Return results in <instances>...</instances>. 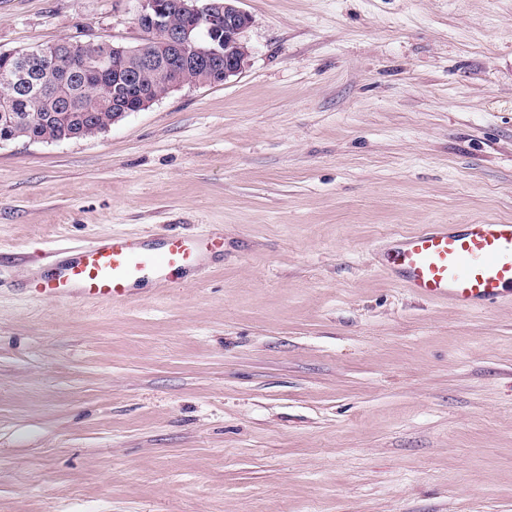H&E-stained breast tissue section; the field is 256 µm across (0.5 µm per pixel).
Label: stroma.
<instances>
[{"label":"stroma","instance_id":"1","mask_svg":"<svg viewBox=\"0 0 512 512\" xmlns=\"http://www.w3.org/2000/svg\"><path fill=\"white\" fill-rule=\"evenodd\" d=\"M243 71L0 143V512H512V300L425 301L395 234L512 222V0H242ZM138 0H0V52L135 44ZM223 240L133 300L58 243Z\"/></svg>","mask_w":512,"mask_h":512}]
</instances>
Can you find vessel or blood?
I'll return each instance as SVG.
<instances>
[{"mask_svg": "<svg viewBox=\"0 0 512 512\" xmlns=\"http://www.w3.org/2000/svg\"><path fill=\"white\" fill-rule=\"evenodd\" d=\"M220 246L217 240L201 245L171 236L156 251L115 235L83 247L57 276L34 281L29 294L36 299L122 305L131 301L136 281L150 274L167 282L171 273L192 265L204 250ZM383 263L421 298L445 301L463 311L489 306L512 297V223L445 224L398 234Z\"/></svg>", "mask_w": 512, "mask_h": 512, "instance_id": "1", "label": "vessel or blood"}]
</instances>
